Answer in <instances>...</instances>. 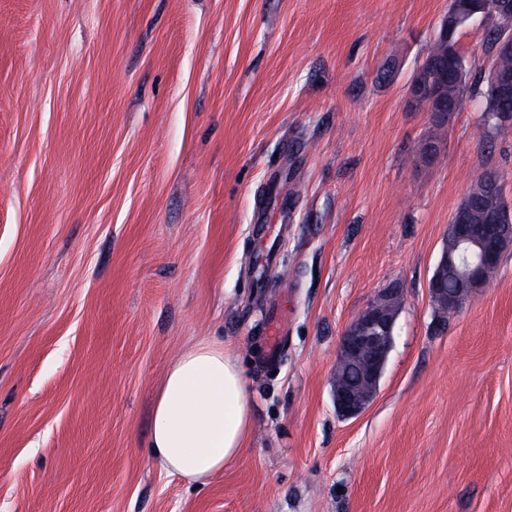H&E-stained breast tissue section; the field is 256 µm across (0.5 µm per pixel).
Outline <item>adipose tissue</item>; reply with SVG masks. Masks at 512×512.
I'll return each instance as SVG.
<instances>
[{
	"instance_id": "ef3b65f1",
	"label": "adipose tissue",
	"mask_w": 512,
	"mask_h": 512,
	"mask_svg": "<svg viewBox=\"0 0 512 512\" xmlns=\"http://www.w3.org/2000/svg\"><path fill=\"white\" fill-rule=\"evenodd\" d=\"M251 427L248 382L237 356L216 341L185 351L169 368L152 413V457L206 484L244 452Z\"/></svg>"
}]
</instances>
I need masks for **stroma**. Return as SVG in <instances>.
<instances>
[{"label": "stroma", "mask_w": 512, "mask_h": 512, "mask_svg": "<svg viewBox=\"0 0 512 512\" xmlns=\"http://www.w3.org/2000/svg\"><path fill=\"white\" fill-rule=\"evenodd\" d=\"M448 3L0 0V512H512V251L453 313L427 288L485 168L512 201L484 98L439 129L409 95ZM491 25L457 34L470 79ZM396 287L378 394L341 418L340 336ZM204 339L253 425L200 486L149 444ZM280 317L274 321L267 330V355L269 359H276L280 355L282 336H285L288 323V299L284 297L279 303Z\"/></svg>", "instance_id": "obj_1"}]
</instances>
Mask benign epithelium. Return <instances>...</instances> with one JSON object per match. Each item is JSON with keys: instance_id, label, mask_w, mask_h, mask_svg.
I'll list each match as a JSON object with an SVG mask.
<instances>
[{"instance_id": "benign-epithelium-1", "label": "benign epithelium", "mask_w": 512, "mask_h": 512, "mask_svg": "<svg viewBox=\"0 0 512 512\" xmlns=\"http://www.w3.org/2000/svg\"><path fill=\"white\" fill-rule=\"evenodd\" d=\"M474 2L481 4L484 14L495 13L504 5L512 14V0H458L457 12L470 10ZM484 79L499 94L512 93V81L495 64L488 66ZM448 234L453 245L442 250L429 280V289L433 301L447 304L451 312L485 287L503 253L512 249V209L507 207L490 214L488 223L481 225L476 235L468 224L467 211L458 209L452 216ZM450 263L464 268L456 289L451 292L444 282ZM402 301L403 292L399 288L378 294L343 332L332 384V398L339 416L359 415L375 397L393 347ZM352 363L359 366L361 374V387L357 391L342 381L345 368Z\"/></svg>"}]
</instances>
